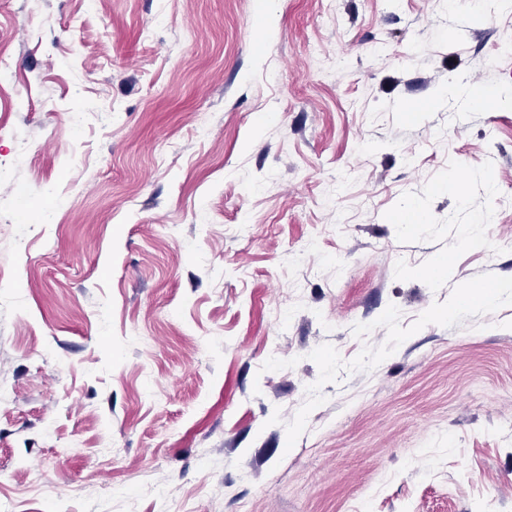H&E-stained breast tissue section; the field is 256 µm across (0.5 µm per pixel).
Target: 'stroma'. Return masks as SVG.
I'll return each mask as SVG.
<instances>
[{
    "label": "stroma",
    "mask_w": 512,
    "mask_h": 512,
    "mask_svg": "<svg viewBox=\"0 0 512 512\" xmlns=\"http://www.w3.org/2000/svg\"><path fill=\"white\" fill-rule=\"evenodd\" d=\"M0 50V498L512 512V15L0 0Z\"/></svg>",
    "instance_id": "35a3bbf8"
}]
</instances>
